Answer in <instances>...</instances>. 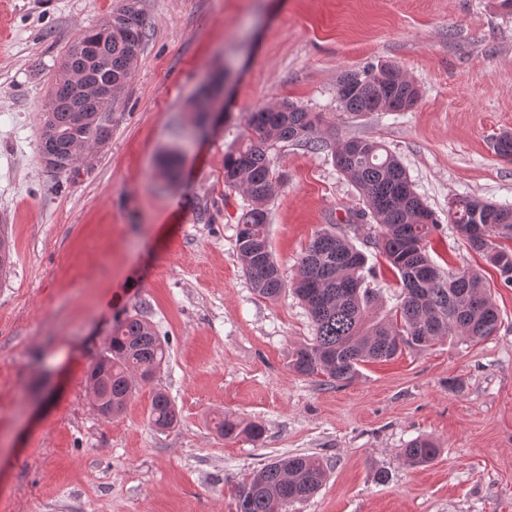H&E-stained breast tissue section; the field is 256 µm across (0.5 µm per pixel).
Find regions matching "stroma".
<instances>
[{
	"label": "stroma",
	"mask_w": 512,
	"mask_h": 512,
	"mask_svg": "<svg viewBox=\"0 0 512 512\" xmlns=\"http://www.w3.org/2000/svg\"><path fill=\"white\" fill-rule=\"evenodd\" d=\"M120 0H0V225L12 238L0 279V512H236L234 490L274 457L329 466L313 498L284 512H512V288L448 222L450 199L512 203V15L493 0H140L147 27L112 137L75 172L47 171L41 115L60 60ZM392 64L420 90L405 112L344 115L338 82ZM218 78L220 118L191 131V104ZM292 103L325 116L312 151L269 150L281 181L269 241L285 281L256 296L236 250L246 203L224 187V156L251 112ZM383 142L437 214L428 251L441 268L480 270L499 309L496 336L460 337L360 365L341 385L288 367L312 336L291 283L328 225L377 268L371 314L400 295L382 267L372 219L337 169L339 140ZM182 153L169 179L161 159ZM139 313L169 358L118 416L86 387L116 321ZM180 421L149 419L155 389ZM228 413L263 426L259 441L213 427ZM441 444L412 466L407 443Z\"/></svg>",
	"instance_id": "obj_1"
}]
</instances>
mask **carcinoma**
Masks as SVG:
<instances>
[{
	"mask_svg": "<svg viewBox=\"0 0 512 512\" xmlns=\"http://www.w3.org/2000/svg\"><path fill=\"white\" fill-rule=\"evenodd\" d=\"M145 18L139 0H122L111 20L90 27L68 47L57 70L43 113L38 154L45 167L62 173L73 168L92 148L112 136V122L126 101L132 65L141 51ZM81 74L96 88L112 87V103L93 93L72 92L69 76ZM204 89L191 106L194 125L208 122ZM420 92L396 66H368L346 73L337 98L351 118L368 112H397L413 107ZM323 121L319 112L293 104L260 108L251 113L241 146L224 157V187L247 197L239 217L236 246L243 272L254 293L273 299L283 288L279 264L268 239L267 204L279 183L267 155L269 146L295 142L315 149V134ZM338 169L360 191L368 210L351 214L354 221L371 217L381 230L379 251L399 281L400 302L394 315L370 317L374 295L367 257L330 226L317 232L298 262L293 290L311 319V342L293 351L291 368L303 376L322 375L332 382L351 381L359 365L388 361L404 349L427 350L435 341L462 335L480 341L496 335L499 312L482 275L462 268L445 273L427 250L439 221L414 191L406 169L382 143L348 138L337 143ZM448 223L457 227L470 249L496 268L504 286L512 287V204H492L472 196L448 202ZM12 247L0 236V276L12 266ZM99 365L86 380L105 397L107 414L120 413L135 389V379L152 381L168 359V349L155 329L139 314H130L112 329ZM149 419L169 429L178 416L169 396L154 392ZM224 438L263 436V427L231 414L216 422ZM440 452L429 438H416L403 449L413 466H424ZM327 478V466L312 455L274 458L253 470L237 486L236 512H282L287 504L313 497Z\"/></svg>",
	"mask_w": 512,
	"mask_h": 512,
	"instance_id": "cac0c4a2",
	"label": "carcinoma"
}]
</instances>
